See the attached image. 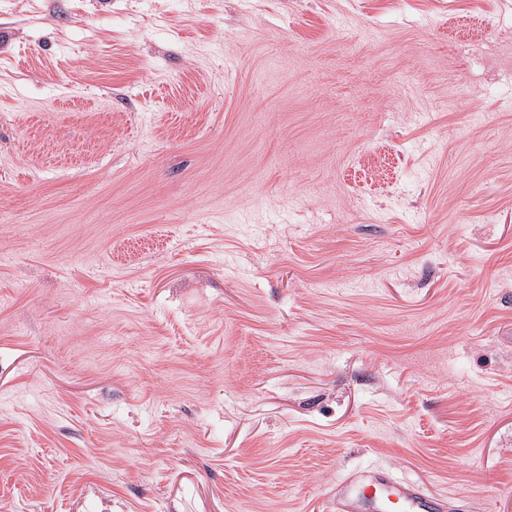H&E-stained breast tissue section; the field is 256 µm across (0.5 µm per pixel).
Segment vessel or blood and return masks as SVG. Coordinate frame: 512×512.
<instances>
[{"label": "vessel or blood", "mask_w": 512, "mask_h": 512, "mask_svg": "<svg viewBox=\"0 0 512 512\" xmlns=\"http://www.w3.org/2000/svg\"><path fill=\"white\" fill-rule=\"evenodd\" d=\"M395 507L400 512H447L448 502L377 469L354 473L342 482L329 512H391Z\"/></svg>", "instance_id": "b4317fda"}]
</instances>
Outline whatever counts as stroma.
<instances>
[{"instance_id": "35a3bbf8", "label": "stroma", "mask_w": 512, "mask_h": 512, "mask_svg": "<svg viewBox=\"0 0 512 512\" xmlns=\"http://www.w3.org/2000/svg\"><path fill=\"white\" fill-rule=\"evenodd\" d=\"M512 512V0H0V512ZM446 512L448 501L425 492L418 484L376 469L357 472L336 488L329 512ZM376 510V511H368Z\"/></svg>"}]
</instances>
